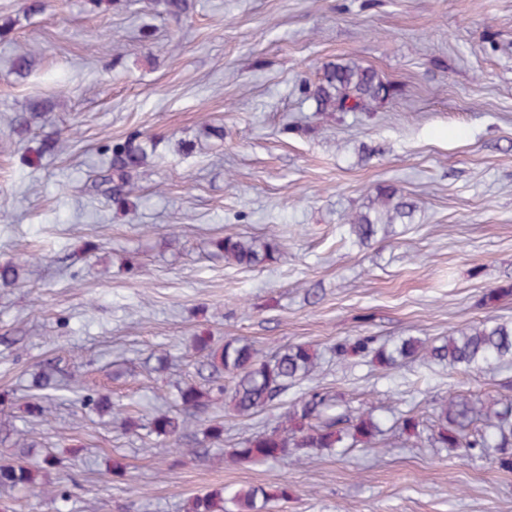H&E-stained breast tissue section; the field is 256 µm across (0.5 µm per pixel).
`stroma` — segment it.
<instances>
[{"label":"stroma","instance_id":"35a3bbf8","mask_svg":"<svg viewBox=\"0 0 512 512\" xmlns=\"http://www.w3.org/2000/svg\"><path fill=\"white\" fill-rule=\"evenodd\" d=\"M0 0V426L58 463L36 481L62 512H182L193 495L288 485L273 512H512V472L493 456L406 440L400 413L449 392L512 398V365L470 377L413 360L386 371L337 362L336 341L431 342L512 320V0H191L175 17L146 0ZM29 53L28 77L15 57ZM353 59L394 85L365 112H320L308 94L325 64ZM52 106L17 135L13 122ZM223 127V138L207 134ZM137 134L147 164L128 206L94 185L114 143ZM62 151L47 150L52 138ZM390 185L416 204L393 236L362 248L349 216ZM278 232L279 263L244 269L213 243ZM213 346L244 337L262 354L307 343L335 413L374 408L387 447L301 464L236 461L238 437L275 406L224 418V443L181 456L82 401L107 395L151 419L181 382L205 385ZM169 358L157 370V356ZM60 389L26 412L34 374ZM123 471L113 474V461Z\"/></svg>","mask_w":512,"mask_h":512}]
</instances>
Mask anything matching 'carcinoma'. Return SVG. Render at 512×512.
<instances>
[{
    "label": "carcinoma",
    "instance_id": "carcinoma-1",
    "mask_svg": "<svg viewBox=\"0 0 512 512\" xmlns=\"http://www.w3.org/2000/svg\"><path fill=\"white\" fill-rule=\"evenodd\" d=\"M393 87L378 72L355 60L330 62L311 95L318 109L339 112H362L373 103L388 99ZM147 152L134 134L112 145L109 174L100 185L121 206L134 191L133 172L145 163ZM413 203L390 185L376 188L367 210L355 213L350 220V234L356 243L368 246L378 236L387 237L393 225L411 216ZM224 261L242 268L265 266L283 256L281 244L274 238L262 243L227 235L215 243ZM198 350L207 353L209 383L202 389L186 382L177 386V409L158 412L148 425L124 417L127 430L136 433L147 428V436H155L178 444L181 432L203 426L199 445L209 448L224 441V417L202 418L209 409L220 404L235 417H251L275 406L296 384L314 376L320 353L306 343L286 344L270 355H262L242 339L224 342L214 348L210 338H196ZM336 358L349 356L371 358L386 370L401 362L423 358L428 362L477 375L494 363H512V321H486L458 331L440 343H430L407 336L391 344H376L373 336H356L336 342ZM30 389L40 392L38 399L48 398L47 391L57 389L49 374L34 375ZM332 396L315 385L288 405L276 424L258 433L238 438L229 451L230 457L243 461L280 463L290 458L298 462L323 450H348L359 445H375L383 433L373 410L357 414L329 416ZM396 424L409 438L427 435L435 448H468L481 455L494 449L495 461L504 471H512V398L488 395L473 398L451 394L435 402L431 418L414 411L400 414ZM32 470L22 465H0V485L31 487ZM288 487L269 493L260 487L197 494L186 500L184 512H271L270 504L285 499Z\"/></svg>",
    "mask_w": 512,
    "mask_h": 512
}]
</instances>
